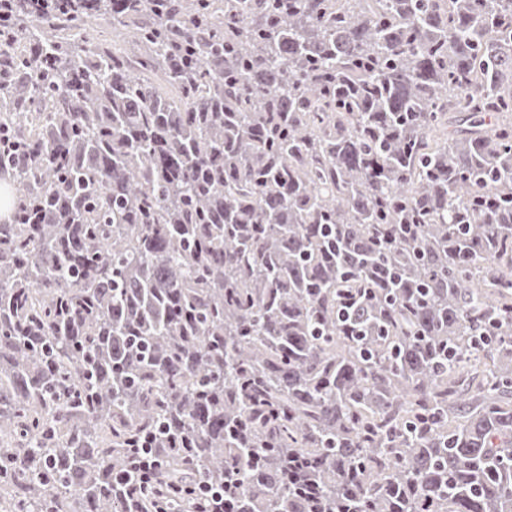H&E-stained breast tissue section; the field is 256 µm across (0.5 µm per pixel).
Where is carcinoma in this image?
<instances>
[{"mask_svg": "<svg viewBox=\"0 0 512 512\" xmlns=\"http://www.w3.org/2000/svg\"><path fill=\"white\" fill-rule=\"evenodd\" d=\"M0 72V512L151 433L170 512H512V0H88Z\"/></svg>", "mask_w": 512, "mask_h": 512, "instance_id": "obj_1", "label": "carcinoma"}]
</instances>
